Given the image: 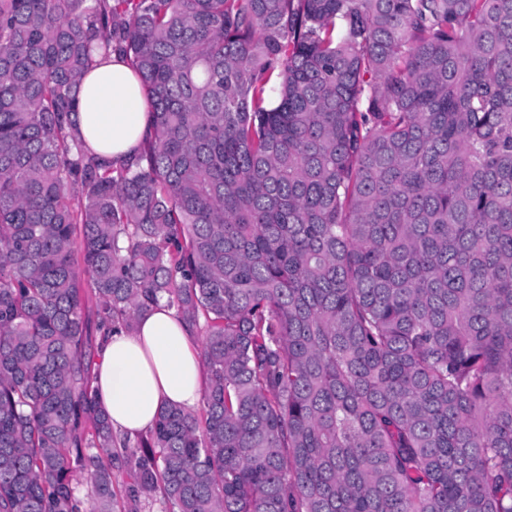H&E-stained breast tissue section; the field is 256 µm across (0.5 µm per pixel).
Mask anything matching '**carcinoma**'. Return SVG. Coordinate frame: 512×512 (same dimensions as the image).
Masks as SVG:
<instances>
[{"label": "carcinoma", "instance_id": "carcinoma-1", "mask_svg": "<svg viewBox=\"0 0 512 512\" xmlns=\"http://www.w3.org/2000/svg\"><path fill=\"white\" fill-rule=\"evenodd\" d=\"M84 2L0 0V512H512V0ZM161 300L202 410L133 450L93 357ZM140 82L117 54L95 55L80 84L76 120L90 152L116 166L133 158L151 134L150 115Z\"/></svg>", "mask_w": 512, "mask_h": 512}]
</instances>
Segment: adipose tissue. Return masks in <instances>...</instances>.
I'll return each instance as SVG.
<instances>
[{"instance_id":"adipose-tissue-1","label":"adipose tissue","mask_w":512,"mask_h":512,"mask_svg":"<svg viewBox=\"0 0 512 512\" xmlns=\"http://www.w3.org/2000/svg\"><path fill=\"white\" fill-rule=\"evenodd\" d=\"M76 129L91 153L122 164L151 134L150 115L133 70L112 54L96 57L80 84ZM97 400L114 433L151 429L162 407L200 403L196 337L174 308L158 304L130 332L106 336L95 361Z\"/></svg>"}]
</instances>
